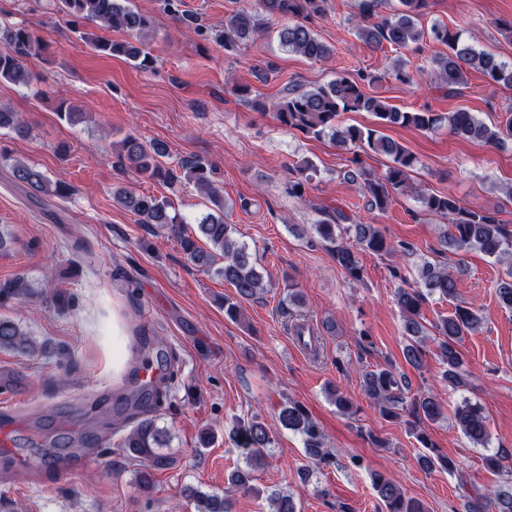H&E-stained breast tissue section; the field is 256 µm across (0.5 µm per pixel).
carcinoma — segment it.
Returning a JSON list of instances; mask_svg holds the SVG:
<instances>
[{"instance_id": "carcinoma-1", "label": "carcinoma", "mask_w": 512, "mask_h": 512, "mask_svg": "<svg viewBox=\"0 0 512 512\" xmlns=\"http://www.w3.org/2000/svg\"><path fill=\"white\" fill-rule=\"evenodd\" d=\"M129 0H61L62 11L69 17L98 25L109 31L122 32L140 38L152 30L149 16L128 7ZM326 0H254L249 9H241L224 20V48H234L253 39L264 29V21L274 17H286L288 23L278 31L279 45L288 52L312 61L329 58L333 50L325 44L311 28L313 19L325 13ZM379 0H367L361 8L362 21L357 27L358 39L371 51H382L385 45L417 50L431 40L448 48L445 53L435 55L431 76L438 88L456 95L467 85L469 70H477L493 84L512 89V65L502 62L495 54L478 51L452 31L448 25L435 21L429 27L420 22L425 0H400V7L383 15L376 11ZM83 40L98 53L110 56L123 55L135 62V66L146 72L154 67V58L149 52L129 41H114L94 32H85ZM43 44L31 29L19 26L0 29V80L19 85H28L33 74L26 66L30 56L39 55ZM392 74L403 84L415 81L418 72L411 69L403 58L394 61ZM376 80L366 74L336 75L324 86L310 90L289 87L274 105V118L283 126L299 131L315 139L329 138L336 146L352 154V167L344 177L360 186L370 212H382L392 202L393 195L408 189L411 176L418 164L417 157L404 145L389 137L383 129L399 125L421 131L435 130L443 125L454 135L479 140L494 146L512 143V114L504 120L488 125L473 113L460 109L448 114L440 112L408 111L394 107L382 99L365 92V83ZM345 112H368L374 117L370 126L342 125L340 117ZM0 128H7L20 136L28 133L27 125L19 113L0 108ZM381 155L388 165L382 171L365 166L363 157ZM165 147L158 141L144 142L129 136L118 154L122 166L147 179L159 181L169 188L185 180L215 202L222 201L219 188L211 179L212 165L201 159L183 163V175L178 176L163 166L161 158ZM14 180L44 196L63 197L68 185L62 181H51L46 174L32 164L16 161L11 164ZM113 199L136 216V222L154 230L167 229L177 237L186 258L195 266L215 273L235 290L234 297L224 298V315L233 321L242 317L243 303L258 298L264 290V281L252 261L245 244L233 237L231 225L224 218L212 214L197 224L195 235L182 230L179 214L170 199L154 195H137L119 188ZM423 211L429 215L448 217L450 224L440 234L443 255H454L476 250L496 260L512 258V231L497 218L496 213L486 209H474L464 205L451 194L423 192L418 195ZM317 237L334 246V258L346 276L352 281L363 278V265L359 253L392 254L395 247L375 225L353 219L341 210H336L332 220H320L311 225ZM224 264L216 266L217 258ZM392 276L401 282L394 299L403 316V335L406 344L403 356L416 369L423 368L426 352L423 348L425 332L432 329L435 352L443 370L441 381L451 386L464 382L463 357L460 350L465 336L476 330L481 322L478 310L473 306H455L449 316L423 323L422 305L429 296L453 298L457 293L456 279L448 267L438 261L424 260L415 265L413 279H408L399 268H392ZM507 279L500 283L497 294L500 303L512 309V266L506 272ZM29 294L27 283L16 280L0 284V300H20ZM293 334L305 350L313 355L319 353L320 336L308 320L303 319L293 326ZM0 349L18 354L31 355L38 350L35 341L27 336L15 321L0 318ZM363 389L379 412L390 418L408 412V421L413 434L428 452L418 457L422 468L451 470L454 463L435 452L427 435L420 427L435 423L444 417L443 400L436 394L412 392L404 377L392 368L380 366L363 373ZM455 425L474 446L486 447L489 430L484 408L477 402L463 400L455 407ZM278 420L281 426L301 437L306 456L316 466H327L333 456L326 449L319 424L299 402L286 399L280 406ZM166 432L159 428L155 418L145 414L137 418L135 425L124 437L120 447L132 459L144 463L139 472L138 485L144 492L151 491L153 481L150 468L165 463L162 453L166 445ZM231 440L236 444L246 461L247 469L231 473L230 484L243 494H256L253 472L267 464L270 448L275 438L265 423L254 416L240 420L232 430ZM372 485L383 504V512H427L425 505L405 495L399 483L380 472L372 473ZM465 512H512V481L499 485L486 493L477 486L465 491ZM195 512H232L228 497L218 493L190 491ZM269 512H298L297 503L289 494L275 493L269 498Z\"/></svg>"}]
</instances>
